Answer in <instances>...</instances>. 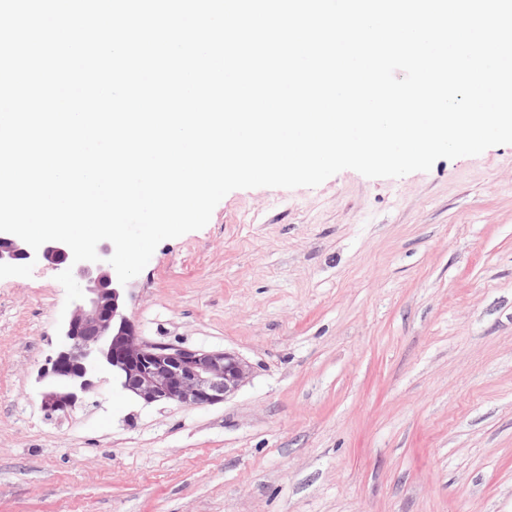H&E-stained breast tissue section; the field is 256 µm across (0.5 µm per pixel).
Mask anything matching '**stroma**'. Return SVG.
Returning <instances> with one entry per match:
<instances>
[{"label": "stroma", "mask_w": 512, "mask_h": 512, "mask_svg": "<svg viewBox=\"0 0 512 512\" xmlns=\"http://www.w3.org/2000/svg\"><path fill=\"white\" fill-rule=\"evenodd\" d=\"M128 286L143 339L252 378L147 405L103 368L47 415L65 290L0 271V512H512V145L231 191Z\"/></svg>", "instance_id": "stroma-1"}]
</instances>
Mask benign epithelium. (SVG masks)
Listing matches in <instances>:
<instances>
[{
  "label": "benign epithelium",
  "instance_id": "7a95c632",
  "mask_svg": "<svg viewBox=\"0 0 512 512\" xmlns=\"http://www.w3.org/2000/svg\"><path fill=\"white\" fill-rule=\"evenodd\" d=\"M112 246H97L99 262L72 264L71 249L50 241L38 251L17 236L0 232V268L43 263L55 270L73 268L83 290L67 322L63 342L43 375L41 406L63 413L78 394L93 388L92 375L106 367L122 389L147 404L174 402L202 407L224 401L249 382L252 365L234 352L203 350L144 340L127 314L125 286L107 262Z\"/></svg>",
  "mask_w": 512,
  "mask_h": 512
}]
</instances>
